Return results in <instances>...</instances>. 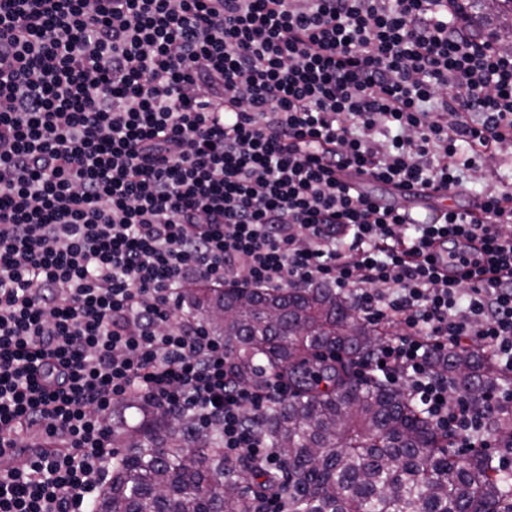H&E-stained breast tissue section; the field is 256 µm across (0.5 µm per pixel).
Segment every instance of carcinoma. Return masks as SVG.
I'll list each match as a JSON object with an SVG mask.
<instances>
[{
    "label": "carcinoma",
    "instance_id": "carcinoma-1",
    "mask_svg": "<svg viewBox=\"0 0 512 512\" xmlns=\"http://www.w3.org/2000/svg\"><path fill=\"white\" fill-rule=\"evenodd\" d=\"M180 301L224 339L241 382L288 376V400L259 420L285 468L229 462L219 430L133 398L112 411L117 451L96 512H269L272 497L284 512H512V479L493 457L450 453L451 437L402 388L355 375L390 332L336 289L199 282ZM436 368L477 407L494 389L480 350L441 355Z\"/></svg>",
    "mask_w": 512,
    "mask_h": 512
}]
</instances>
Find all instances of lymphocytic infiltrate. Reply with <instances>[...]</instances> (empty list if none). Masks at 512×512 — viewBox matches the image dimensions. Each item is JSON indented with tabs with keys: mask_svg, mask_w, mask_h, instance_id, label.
<instances>
[{
	"mask_svg": "<svg viewBox=\"0 0 512 512\" xmlns=\"http://www.w3.org/2000/svg\"><path fill=\"white\" fill-rule=\"evenodd\" d=\"M512 143V48L471 0H0V512H84L139 397L281 469L256 424L288 397L174 316L186 283L325 284L391 322L357 375L485 443L431 359L512 373V192L429 224L341 180L456 192Z\"/></svg>",
	"mask_w": 512,
	"mask_h": 512,
	"instance_id": "1",
	"label": "lymphocytic infiltrate"
}]
</instances>
